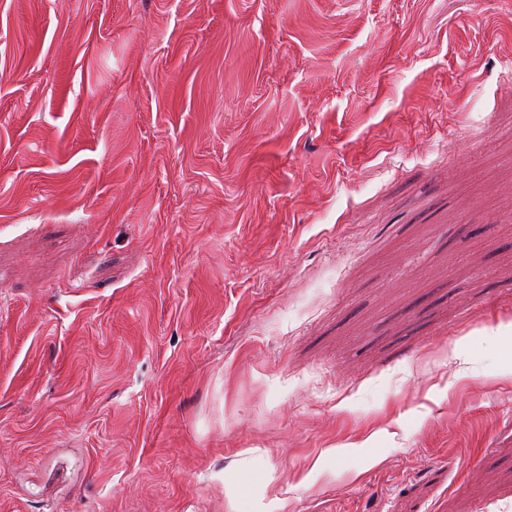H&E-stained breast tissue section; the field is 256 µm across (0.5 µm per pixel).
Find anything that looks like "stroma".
I'll use <instances>...</instances> for the list:
<instances>
[{
	"instance_id": "stroma-1",
	"label": "stroma",
	"mask_w": 512,
	"mask_h": 512,
	"mask_svg": "<svg viewBox=\"0 0 512 512\" xmlns=\"http://www.w3.org/2000/svg\"><path fill=\"white\" fill-rule=\"evenodd\" d=\"M512 0H0V512H512Z\"/></svg>"
}]
</instances>
